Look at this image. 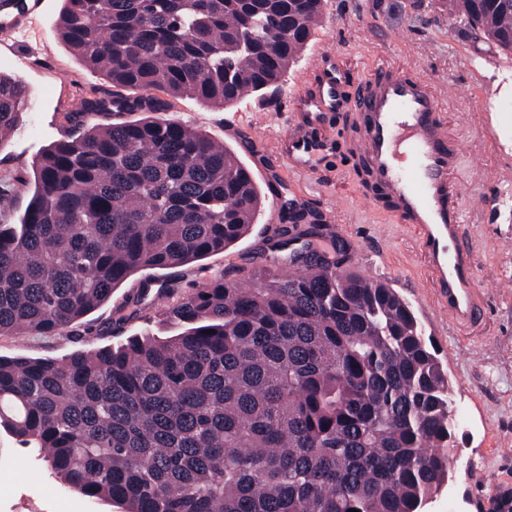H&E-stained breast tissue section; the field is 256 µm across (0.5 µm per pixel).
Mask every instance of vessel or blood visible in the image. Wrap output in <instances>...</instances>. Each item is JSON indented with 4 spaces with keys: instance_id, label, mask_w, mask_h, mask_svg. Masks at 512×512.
I'll return each mask as SVG.
<instances>
[{
    "instance_id": "obj_1",
    "label": "vessel or blood",
    "mask_w": 512,
    "mask_h": 512,
    "mask_svg": "<svg viewBox=\"0 0 512 512\" xmlns=\"http://www.w3.org/2000/svg\"><path fill=\"white\" fill-rule=\"evenodd\" d=\"M30 11L27 0H0V25L21 28ZM346 79V70L331 60L311 91L291 97L277 143L283 165L292 173H315L332 146L327 129L333 113L352 104L365 120L357 150L374 186L370 204L417 230L434 278V307L455 328L474 326L482 306L455 179L461 150L448 135L435 93L407 73L382 68L348 101Z\"/></svg>"
}]
</instances>
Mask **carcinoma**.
Instances as JSON below:
<instances>
[{
  "mask_svg": "<svg viewBox=\"0 0 512 512\" xmlns=\"http://www.w3.org/2000/svg\"><path fill=\"white\" fill-rule=\"evenodd\" d=\"M84 65L140 95L81 112L232 104L282 85L324 0H64ZM448 24L512 53V0H443ZM29 100L0 74V144ZM0 224V335L55 336L129 275L241 239L262 205L235 153L167 118L93 125L35 162ZM177 294L176 327L64 359L0 356V429L60 481L123 512H420L448 480V375L396 289L313 253Z\"/></svg>",
  "mask_w": 512,
  "mask_h": 512,
  "instance_id": "1",
  "label": "carcinoma"
}]
</instances>
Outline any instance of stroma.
I'll return each mask as SVG.
<instances>
[{"instance_id": "obj_1", "label": "stroma", "mask_w": 512, "mask_h": 512, "mask_svg": "<svg viewBox=\"0 0 512 512\" xmlns=\"http://www.w3.org/2000/svg\"><path fill=\"white\" fill-rule=\"evenodd\" d=\"M39 2L23 31L0 33V71L30 90L18 131L0 146V179L19 182L17 217L31 197L34 161L74 129L68 114L81 100L126 94L86 68L61 40L56 20L63 0ZM328 49L339 53L350 88L363 85L377 68L393 66L428 80L435 90L448 132L465 157L458 174L461 204L484 307L476 329L456 333L447 316L426 304L432 276L417 233L370 206L355 153L363 132L359 112L335 113L334 148L320 177L292 175L280 187L275 141L286 128L285 101L299 84H312L318 55ZM165 115L238 154L262 196L255 224L224 251L174 269L130 275L71 333L0 336V355L60 359L123 343L144 329L168 335V289L185 291L223 272L240 280L261 267L285 272L299 254L325 240L340 245L345 265L385 280L410 302L448 373L458 412L451 478L422 512H495L498 500L512 494V56L449 26L435 0H325L322 18L280 88L228 106L172 97ZM483 195L500 196V205L481 208ZM298 196L321 214L324 239L284 229L281 215ZM118 319L121 329L103 333L107 322ZM0 468L10 474L7 489L0 491V512H56L61 496L75 512H121L64 488L34 449L2 431Z\"/></svg>"}]
</instances>
